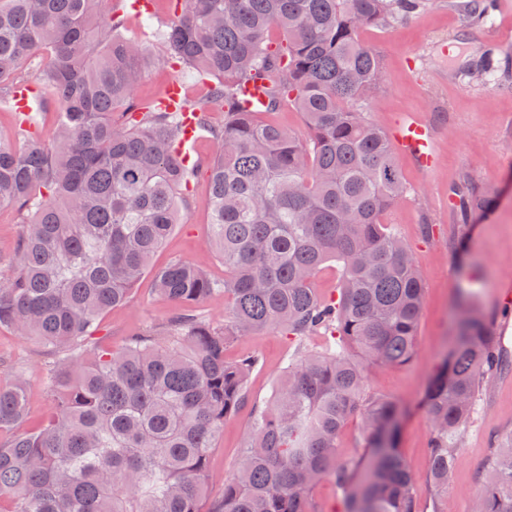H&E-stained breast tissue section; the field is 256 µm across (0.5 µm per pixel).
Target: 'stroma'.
Masks as SVG:
<instances>
[{"mask_svg":"<svg viewBox=\"0 0 512 512\" xmlns=\"http://www.w3.org/2000/svg\"><path fill=\"white\" fill-rule=\"evenodd\" d=\"M127 0H112L124 11L122 36L143 45L153 62L134 95L149 105L161 98L172 81H180L185 102L206 98L209 82L187 78L181 65L163 61L164 49L154 31L171 23L179 10L176 0H153L152 20L145 23L126 12ZM494 23L466 26L448 0L433 5L391 27H369L361 39L380 55L384 81L369 96L368 117L383 128L403 114L414 113L433 131L436 168L421 171L406 157L398 162L409 193L384 216L411 248L425 287V305L416 333V354L401 368H374L368 391L387 397L400 408L399 447L416 479L419 512H431L426 493L430 467L428 422L421 406L427 382L451 346L459 314V298L467 296L484 316L501 344L512 351V319L498 311L512 306V76L482 82L462 76L461 67L495 42L499 52L512 56V0H498ZM473 176L493 196L488 220L461 227L448 189L464 175ZM208 193L205 170L190 184L193 202L180 209L178 223L152 265L161 267L179 257L203 268L216 281L224 278V264L208 247L209 215L203 205ZM431 234H424V227ZM172 305L152 290L150 278L134 286L127 304L111 309L99 323L97 339L121 350L126 339L145 324L162 323ZM292 345L287 336L265 330L232 341L225 352L234 359L246 352L259 354L260 364L248 381L251 399L270 398L282 376ZM50 350L30 339L0 329V386L15 372L28 380L29 418L24 427L38 429L52 411L44 375ZM253 424L250 408L228 416L210 452L212 480L201 502L203 512L224 494V478L239 465L244 439ZM512 437V373L488 381L477 401L474 421L462 433L460 453L448 482L445 512H472V503L487 478L499 443Z\"/></svg>","mask_w":512,"mask_h":512,"instance_id":"stroma-1","label":"stroma"}]
</instances>
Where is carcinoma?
<instances>
[{
  "instance_id": "obj_1",
  "label": "carcinoma",
  "mask_w": 512,
  "mask_h": 512,
  "mask_svg": "<svg viewBox=\"0 0 512 512\" xmlns=\"http://www.w3.org/2000/svg\"><path fill=\"white\" fill-rule=\"evenodd\" d=\"M107 0H0V98L25 83L36 57L46 103L59 107L48 141L17 122L0 142V206L25 224L0 272V328L52 349L47 388L53 419L19 429L27 382L0 387V496L11 512H202L209 452L224 418L249 399L259 357L232 362L237 337L279 330L294 354L254 421L237 469L224 477L213 512H314L321 480L341 491L345 512H417L416 482L398 448V407L367 391L371 368L415 356L425 288L411 251L384 213L407 195L386 131L363 112L383 81L378 53L359 39L425 10L429 0H181L156 32L166 58L188 77L210 78V100L189 105L214 143L204 201L210 247L224 281L180 258L153 275L174 303L118 352L96 345L100 319L125 304L188 205L195 168L175 151L181 113L134 97L145 51L118 34ZM494 0H453L469 25L492 19ZM278 30L282 39L270 38ZM489 50L464 74L486 78L511 66ZM263 74L267 108L302 112L301 138L239 105L241 87ZM224 125L209 124V108ZM463 221L491 211L466 176L452 187ZM341 267L338 298L311 288L323 265ZM230 297L222 328L196 304ZM332 342L310 352L306 339ZM512 372L490 325L462 305L454 346L424 400L432 512H444L453 442L474 417L485 377ZM361 416L369 461L341 462L336 448ZM473 512H512V438L499 448Z\"/></svg>"
}]
</instances>
